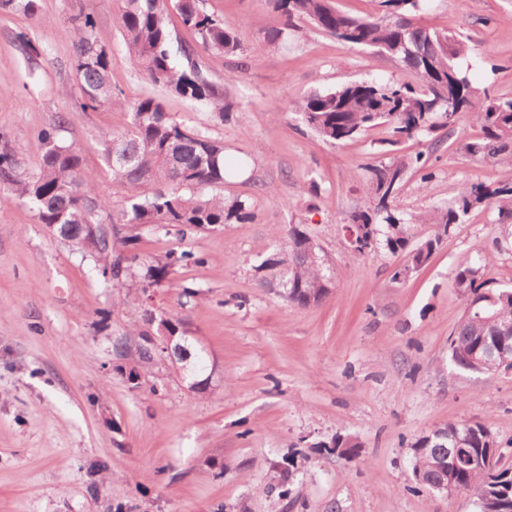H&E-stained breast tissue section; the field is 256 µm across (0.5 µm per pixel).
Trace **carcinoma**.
<instances>
[{
    "label": "carcinoma",
    "mask_w": 512,
    "mask_h": 512,
    "mask_svg": "<svg viewBox=\"0 0 512 512\" xmlns=\"http://www.w3.org/2000/svg\"><path fill=\"white\" fill-rule=\"evenodd\" d=\"M119 23L130 63L153 84L171 94L193 100L219 120L233 112L224 88L210 76L198 51L182 48V61L170 53L172 41L168 15L176 10L183 24L194 30L204 51L232 54L238 50L233 28L207 14L202 0H121ZM284 19L283 27L267 32L266 43L284 42L295 20L307 19L318 30L356 46L375 48L397 60L412 80L390 84L362 80L334 91L315 92L296 105L304 123L325 143L335 145L379 126L389 127L393 142L417 139L434 132L437 124L453 125L467 115L482 131L476 139L458 142L457 150L469 157L512 166V99L503 100L477 92L461 76L454 60L469 50L468 38L421 24L409 13L418 0H382L385 12L377 17L347 14L333 0H270ZM1 10L28 17L39 14V0H0ZM96 20L85 14L75 28L73 68L83 108L110 105L128 111L125 129L109 136L104 158L115 183L128 195L114 210L96 188L95 176L86 168L80 149L56 135V127L41 131L44 151L29 176L17 174L21 149L0 150V191L27 204L37 223L94 262L105 283L114 288L147 290L163 282L178 266L202 264L205 258L191 251L172 249L161 258L146 260L137 252V237L130 230L150 225L179 239L190 232L244 223L254 218L248 203L228 201L208 189L224 186L234 161L224 141L186 126L167 112L163 102L146 96L128 102L112 90V55L94 35ZM125 158L112 163V152ZM423 153L400 155L368 168L372 206L343 218L365 228V236L384 234L392 252L407 246L404 219L395 214V192L412 169L422 167ZM497 212L498 221L512 227V186L464 182L444 206L421 217L435 224L438 236H448L472 210ZM433 250L429 240L408 254L407 263L394 271L405 278L424 265ZM260 267H280L283 297L307 307L324 301L336 284V271L325 262L320 249L300 226L288 228V255L274 252ZM482 265L457 271L455 281L465 300V313L448 337L450 361L468 369L492 344L512 342V287L491 290L481 279ZM416 481L432 490L452 482L474 493L476 512H512V466L500 465V443L479 422H450L412 446ZM456 455L459 463L448 466ZM467 458L483 461L469 467Z\"/></svg>",
    "instance_id": "cac0c4a2"
}]
</instances>
